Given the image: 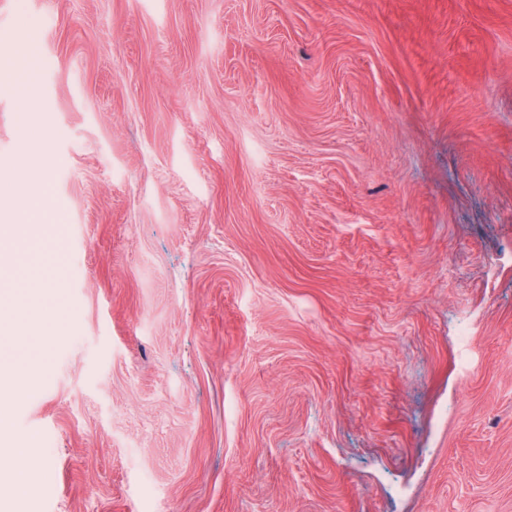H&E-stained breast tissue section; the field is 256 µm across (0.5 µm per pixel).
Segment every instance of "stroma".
I'll return each mask as SVG.
<instances>
[{
  "mask_svg": "<svg viewBox=\"0 0 512 512\" xmlns=\"http://www.w3.org/2000/svg\"><path fill=\"white\" fill-rule=\"evenodd\" d=\"M0 333V512H512V0H0ZM16 70L17 71L11 84L12 89L19 99H27L32 94V84L35 81L37 73V59L35 52L32 51L29 53Z\"/></svg>",
  "mask_w": 512,
  "mask_h": 512,
  "instance_id": "obj_1",
  "label": "stroma"
}]
</instances>
